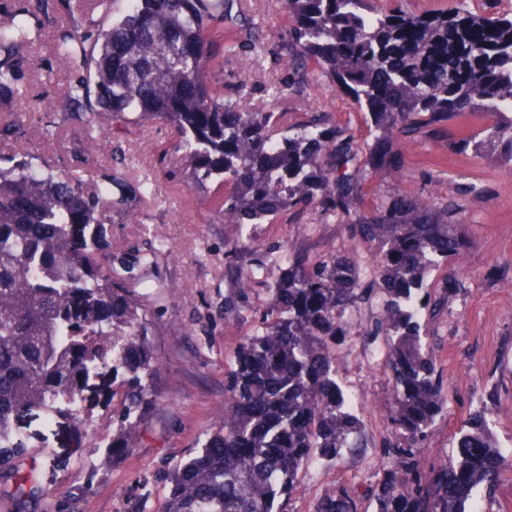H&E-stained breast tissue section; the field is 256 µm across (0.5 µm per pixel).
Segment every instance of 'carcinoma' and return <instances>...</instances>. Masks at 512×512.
Instances as JSON below:
<instances>
[{
    "instance_id": "obj_1",
    "label": "carcinoma",
    "mask_w": 512,
    "mask_h": 512,
    "mask_svg": "<svg viewBox=\"0 0 512 512\" xmlns=\"http://www.w3.org/2000/svg\"><path fill=\"white\" fill-rule=\"evenodd\" d=\"M108 25L84 27L50 0L0 5V98L21 94L31 49L58 28L53 44L69 78L61 111L87 124L91 156L114 123L146 118L168 123L186 186L224 192V223L271 224L283 214L340 218L352 237L373 247L368 276L386 295L384 315L365 335L385 339L384 359L397 442L383 447L400 463L372 492L376 512H470L482 490L504 478L502 454L482 401L470 402L454 444L439 464L421 457L428 429L447 401L437 377L435 331L420 322L425 277L467 246L457 207L402 195L367 211L353 208L359 186L383 173L405 136L438 130L463 112L490 121L460 141L475 155L501 149L512 162V15L461 7L434 13H391L371 0H283L291 26L276 53L282 85L309 86L308 63L369 116L372 141L316 114L280 127L276 113L249 105L248 78L227 92L208 71L224 27L256 53L259 26L242 15V0H124ZM145 184L105 174L86 188L68 168L40 171L33 158L0 156V491L12 512H28L43 495L42 471L53 450L29 449L23 416L54 410L74 425L84 407H59L85 390L90 365L112 362V434L108 454L134 455L133 434L158 404L162 368L149 309L156 285L125 286L123 259L99 248L100 216L129 208ZM272 260L271 280L243 262L233 274L242 307L257 317L232 351L224 380L238 409L199 440L164 475L168 493L156 512H284L283 503L316 457L350 448L361 421L336 379V340L346 314L366 296L350 256L311 257L288 242ZM264 297L250 301L251 285ZM115 336L112 348L97 337ZM360 494L345 481L321 493L309 512H359Z\"/></svg>"
}]
</instances>
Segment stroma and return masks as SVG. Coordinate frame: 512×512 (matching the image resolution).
Wrapping results in <instances>:
<instances>
[{
	"mask_svg": "<svg viewBox=\"0 0 512 512\" xmlns=\"http://www.w3.org/2000/svg\"><path fill=\"white\" fill-rule=\"evenodd\" d=\"M378 8L413 13L436 12L461 6L474 13L512 10V0H376ZM248 8L261 24L264 42L279 44L289 19L279 0H250ZM50 42L35 47L24 73L22 94L0 100V155L27 152L51 165L88 170L101 175L119 170L130 181H148L152 194L138 203V223L111 212L100 230L99 245L106 251H148L156 236L168 238L169 254L158 257L135 276L146 275L174 288L151 306L157 356L163 367L156 386L161 404L143 422L135 439L134 456L117 463L104 460L105 444L112 441V370L104 368L85 390L89 414L86 430L53 435L42 419L29 416L24 432L32 445L53 448L54 467L43 474L44 494L37 512H154L166 492L164 474L193 449L224 403V375L230 368L229 349L236 336L248 331L252 313L225 309L236 298L237 283L227 268L232 260L224 240L234 228L224 223L218 202L201 201L187 191L182 175L173 171L164 150L171 147L170 128L157 120L128 125L112 137L98 156L81 152L84 127L67 121L61 135L46 139L39 129L56 119L58 88L64 74ZM250 75L254 91L250 104L278 113L281 122L295 126L312 113H328L330 121L349 128L358 140L368 137V115L352 100L333 92L330 79L314 71L305 95L272 97L283 68L270 55L260 58L244 50L219 54L209 73L210 83L226 90ZM31 131L27 141L13 133L14 122ZM487 122L484 113L466 112L441 131L420 135L400 147V176L373 178L363 183L353 206L368 210L381 205L393 192L416 197L435 195L459 206L469 247L460 259L441 264L427 278L424 289L436 301V312H422L431 320L441 349L440 375L449 390L448 402L431 428L426 457L442 461L453 451L473 398H483L490 426L503 449L507 475L492 495H479L484 512H512V162L495 154L473 156L461 150L458 139L477 132ZM243 233L258 251L252 261L268 259V249L292 241L307 254L328 251L353 253L367 266L370 251L354 239L346 225L304 214L294 221L249 224ZM381 294L363 304L349 318L344 341L338 346L336 369L350 393L360 396V447L343 449L334 460L313 461L288 502V512H307L311 502L336 481H352L373 488L384 479L388 462L380 443L390 435L392 404L388 372L373 354L374 343L363 330L375 321Z\"/></svg>",
	"mask_w": 512,
	"mask_h": 512,
	"instance_id": "1",
	"label": "stroma"
}]
</instances>
